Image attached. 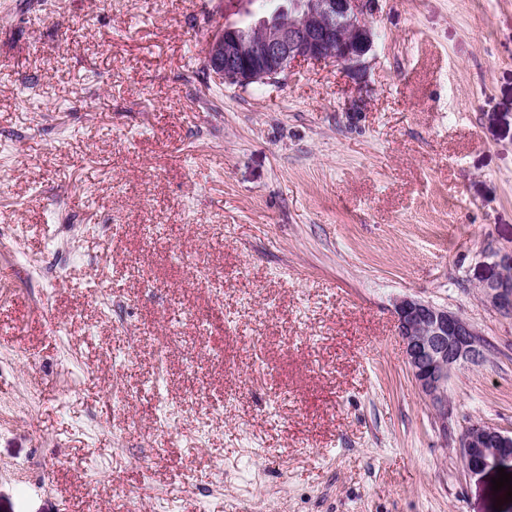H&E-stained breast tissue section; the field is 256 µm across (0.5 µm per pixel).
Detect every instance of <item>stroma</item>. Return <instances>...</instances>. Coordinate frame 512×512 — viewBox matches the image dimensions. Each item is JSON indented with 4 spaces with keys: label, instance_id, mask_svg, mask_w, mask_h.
<instances>
[{
    "label": "stroma",
    "instance_id": "35a3bbf8",
    "mask_svg": "<svg viewBox=\"0 0 512 512\" xmlns=\"http://www.w3.org/2000/svg\"><path fill=\"white\" fill-rule=\"evenodd\" d=\"M243 0H0V512H512V0H379L361 71L204 69ZM467 320L447 429L393 302ZM174 423L160 429L159 419ZM491 257L500 273L480 285L483 302L505 317H512V251H493ZM456 447L466 469L483 472L512 461V436L485 425H471L459 435Z\"/></svg>",
    "mask_w": 512,
    "mask_h": 512
}]
</instances>
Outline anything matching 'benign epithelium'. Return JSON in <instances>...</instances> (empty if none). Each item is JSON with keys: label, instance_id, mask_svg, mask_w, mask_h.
<instances>
[{"label": "benign epithelium", "instance_id": "7a95c632", "mask_svg": "<svg viewBox=\"0 0 512 512\" xmlns=\"http://www.w3.org/2000/svg\"><path fill=\"white\" fill-rule=\"evenodd\" d=\"M378 0H266L263 14L211 33L205 67L216 81L247 86L268 83L299 62L332 61L360 70L373 50L376 33L368 22ZM500 273L480 285L483 302L512 317V251H493ZM394 314L405 363L441 426H448V377L457 367L478 365L485 345L461 316L429 302L403 296ZM456 447L466 469L483 472L512 461V436L471 425Z\"/></svg>", "mask_w": 512, "mask_h": 512}]
</instances>
